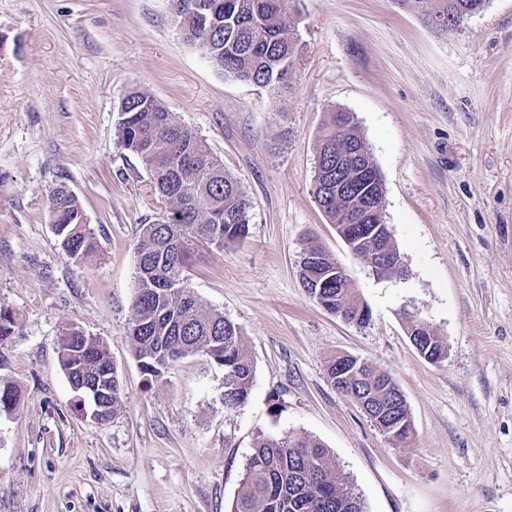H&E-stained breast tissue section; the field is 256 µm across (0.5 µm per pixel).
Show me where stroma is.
I'll return each mask as SVG.
<instances>
[{"label":"stroma","instance_id":"1","mask_svg":"<svg viewBox=\"0 0 512 512\" xmlns=\"http://www.w3.org/2000/svg\"><path fill=\"white\" fill-rule=\"evenodd\" d=\"M298 61L279 93L224 77L179 35L168 0H0V512H230L258 437L298 432L332 453L364 512H512V0L445 33L407 0H289ZM148 91L202 137L250 196L248 236L200 245L189 283L241 329L255 378L222 403L201 354L159 380L126 339L142 225L162 216L148 174L117 144L118 105ZM356 115L383 176L401 280H376L313 196L319 128ZM66 184L98 252L75 265L49 218ZM321 245L371 311L346 323L305 292ZM448 342L421 357L408 315ZM106 346L123 389L109 422L58 361L63 327ZM339 353L387 370L414 423L392 445L331 386Z\"/></svg>","mask_w":512,"mask_h":512}]
</instances>
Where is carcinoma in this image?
I'll return each instance as SVG.
<instances>
[{"instance_id": "cac0c4a2", "label": "carcinoma", "mask_w": 512, "mask_h": 512, "mask_svg": "<svg viewBox=\"0 0 512 512\" xmlns=\"http://www.w3.org/2000/svg\"><path fill=\"white\" fill-rule=\"evenodd\" d=\"M208 10L201 15L179 8L175 13L183 39L200 51L224 76L266 87L274 92L286 85L298 55V30L286 0H201ZM454 18L464 17L477 0H430ZM116 138L123 150L135 156L148 174L154 190L182 220L167 217L144 224L135 248V295L127 329L143 373L162 376L172 364L201 354L224 369V408L242 406L255 378L254 365L243 346L240 327L216 310H208L191 289L187 277L190 260L201 244L222 249L248 234L249 195L209 151L206 142L179 121L176 114L152 94L135 88L119 104ZM364 138L356 116L341 108L327 113L318 134L317 162L336 174V147L361 151ZM379 171L373 155L354 160L349 176L352 189L341 204L336 198L321 202L329 223L352 200L363 198L367 174ZM52 227L60 245L77 265L92 256L97 236L86 224L76 195L59 184L49 191ZM378 217L363 216L350 238L354 257L379 247ZM303 255L317 264L302 262L299 277L306 293L327 312L342 308L355 319L360 303L352 282L336 279V261L318 244L308 243ZM15 318L0 307V342L13 335ZM426 359L432 363L448 357V343L433 330L424 336ZM59 364L79 401L89 400L111 420L122 408V387L111 366L106 347L94 336L73 326L60 338ZM342 359L327 366L331 385L359 402L373 425L395 446L412 438L395 432L410 411L400 398L391 374L374 365H361L352 373L339 372ZM19 389L0 385V414H12ZM232 512H364L358 497L337 472L334 458L308 435L261 437L249 456Z\"/></svg>"}]
</instances>
